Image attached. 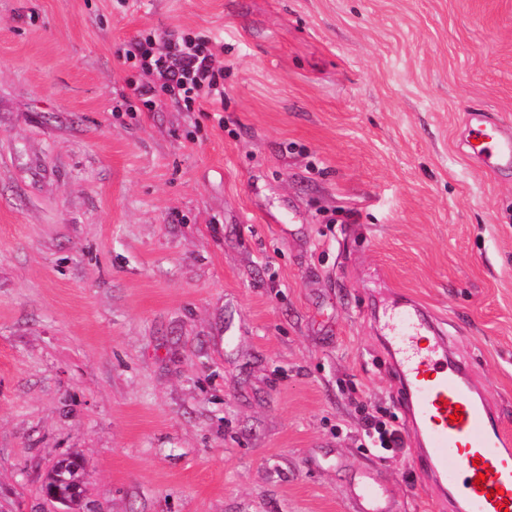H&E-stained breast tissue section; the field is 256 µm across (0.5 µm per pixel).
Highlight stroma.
<instances>
[{"mask_svg":"<svg viewBox=\"0 0 512 512\" xmlns=\"http://www.w3.org/2000/svg\"><path fill=\"white\" fill-rule=\"evenodd\" d=\"M210 34L224 106L128 112L147 32ZM512 0H0V512L81 456L95 512H451L386 315L438 321L512 449ZM465 123L469 155L481 167L494 172L512 163V136L505 135L485 113H466ZM364 432L372 441V445L383 453H395L404 447L403 434L398 429H388L373 417H365ZM358 512H389L387 490L374 474L365 475L357 485Z\"/></svg>","mask_w":512,"mask_h":512,"instance_id":"35a3bbf8","label":"stroma"}]
</instances>
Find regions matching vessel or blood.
Listing matches in <instances>:
<instances>
[{"label": "vessel or blood", "mask_w": 512, "mask_h": 512, "mask_svg": "<svg viewBox=\"0 0 512 512\" xmlns=\"http://www.w3.org/2000/svg\"><path fill=\"white\" fill-rule=\"evenodd\" d=\"M465 123L469 155L481 167L493 172L512 164V136L483 113H466ZM438 332L414 304L397 312L390 327L407 424L419 441L414 471L438 483L454 512H512V450L467 369L433 342ZM356 500L359 512H389L387 490L375 475L360 480Z\"/></svg>", "instance_id": "b4317fda"}]
</instances>
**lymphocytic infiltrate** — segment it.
<instances>
[{
	"label": "lymphocytic infiltrate",
	"instance_id": "1",
	"mask_svg": "<svg viewBox=\"0 0 512 512\" xmlns=\"http://www.w3.org/2000/svg\"><path fill=\"white\" fill-rule=\"evenodd\" d=\"M119 56L142 72V80L131 90L146 110L166 99L189 111L224 99V65L207 35L149 34L124 45Z\"/></svg>",
	"mask_w": 512,
	"mask_h": 512
}]
</instances>
